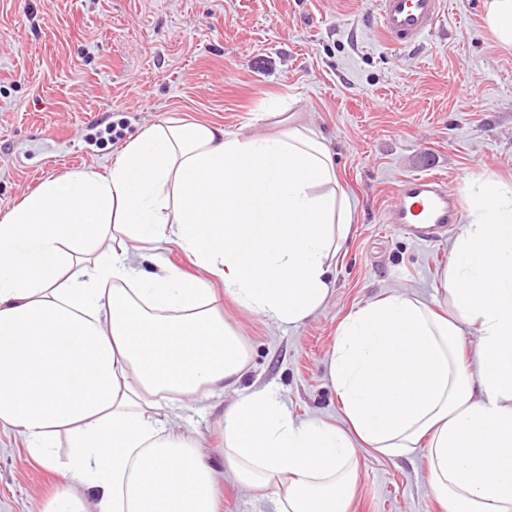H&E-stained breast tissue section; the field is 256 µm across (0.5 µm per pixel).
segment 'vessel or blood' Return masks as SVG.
<instances>
[{
  "label": "vessel or blood",
  "instance_id": "obj_1",
  "mask_svg": "<svg viewBox=\"0 0 512 512\" xmlns=\"http://www.w3.org/2000/svg\"><path fill=\"white\" fill-rule=\"evenodd\" d=\"M377 27L388 42L419 45L430 36L443 13V0H378ZM460 204L446 182L434 175L400 180L391 212L392 223L409 234L431 239L435 232L456 223Z\"/></svg>",
  "mask_w": 512,
  "mask_h": 512
}]
</instances>
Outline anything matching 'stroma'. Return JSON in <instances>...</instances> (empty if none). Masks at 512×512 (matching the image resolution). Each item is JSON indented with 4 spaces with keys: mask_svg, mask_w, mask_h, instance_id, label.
Listing matches in <instances>:
<instances>
[{
    "mask_svg": "<svg viewBox=\"0 0 512 512\" xmlns=\"http://www.w3.org/2000/svg\"><path fill=\"white\" fill-rule=\"evenodd\" d=\"M377 0H0V212L46 178L106 172L122 143L86 135L124 121L123 141L170 118L226 132L274 133L273 105L333 151L350 198L351 233L312 316L278 324L223 298L249 354L245 388L269 387L298 420L347 421L329 363L341 321L395 291L442 303L456 229L421 241L390 221L395 187L423 172L448 179L461 204L496 174L512 180V51L483 22V0H446L415 49L379 33ZM232 394L181 411L209 460L222 464L219 420ZM348 512H443L424 449L387 457L357 445ZM61 472L34 462L0 429V512H38ZM219 512H269L229 477Z\"/></svg>",
    "mask_w": 512,
    "mask_h": 512,
    "instance_id": "1",
    "label": "stroma"
}]
</instances>
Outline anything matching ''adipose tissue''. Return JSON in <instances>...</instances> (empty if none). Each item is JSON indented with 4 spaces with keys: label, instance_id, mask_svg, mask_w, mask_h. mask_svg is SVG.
<instances>
[{
    "label": "adipose tissue",
    "instance_id": "ef3b65f1",
    "mask_svg": "<svg viewBox=\"0 0 512 512\" xmlns=\"http://www.w3.org/2000/svg\"><path fill=\"white\" fill-rule=\"evenodd\" d=\"M275 119L262 137L166 120L106 173L46 179L0 215V427L67 477L40 512H216L218 469L172 416L233 389L222 468L273 512H347L359 441L395 457L424 447L446 512H512L511 183L471 192L442 273L451 317L393 294L342 322L330 377L350 430L296 421L271 389L239 390L249 356L221 295L300 322L351 230L329 145ZM160 242L204 277L141 269Z\"/></svg>",
    "mask_w": 512,
    "mask_h": 512
}]
</instances>
